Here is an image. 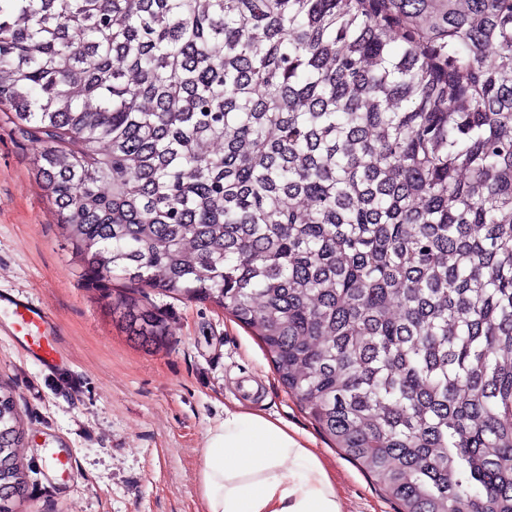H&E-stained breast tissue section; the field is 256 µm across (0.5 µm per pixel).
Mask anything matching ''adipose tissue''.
Instances as JSON below:
<instances>
[{"mask_svg": "<svg viewBox=\"0 0 512 512\" xmlns=\"http://www.w3.org/2000/svg\"><path fill=\"white\" fill-rule=\"evenodd\" d=\"M201 486L205 512H342L334 477L306 438L236 407L207 432Z\"/></svg>", "mask_w": 512, "mask_h": 512, "instance_id": "ef3b65f1", "label": "adipose tissue"}]
</instances>
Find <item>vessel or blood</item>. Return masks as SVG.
Masks as SVG:
<instances>
[{
  "instance_id": "vessel-or-blood-1",
  "label": "vessel or blood",
  "mask_w": 512,
  "mask_h": 512,
  "mask_svg": "<svg viewBox=\"0 0 512 512\" xmlns=\"http://www.w3.org/2000/svg\"><path fill=\"white\" fill-rule=\"evenodd\" d=\"M6 303L11 316L10 333L15 337H23L32 343V351L44 367L50 370L58 369L60 351L55 342L40 341L35 337L36 332L51 322L46 309L32 300L20 299L0 294V303Z\"/></svg>"
}]
</instances>
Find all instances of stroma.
Instances as JSON below:
<instances>
[{
  "instance_id": "obj_1",
  "label": "stroma",
  "mask_w": 512,
  "mask_h": 512,
  "mask_svg": "<svg viewBox=\"0 0 512 512\" xmlns=\"http://www.w3.org/2000/svg\"><path fill=\"white\" fill-rule=\"evenodd\" d=\"M42 148L0 111V291L46 308L62 355L47 371L0 330V379L27 433L17 512H203L205 436L235 401L304 432L336 474L343 512H396L288 393L259 337L223 309L152 290L166 341L147 347L124 332L59 227L36 174ZM52 451L72 454L77 472L50 468Z\"/></svg>"
}]
</instances>
